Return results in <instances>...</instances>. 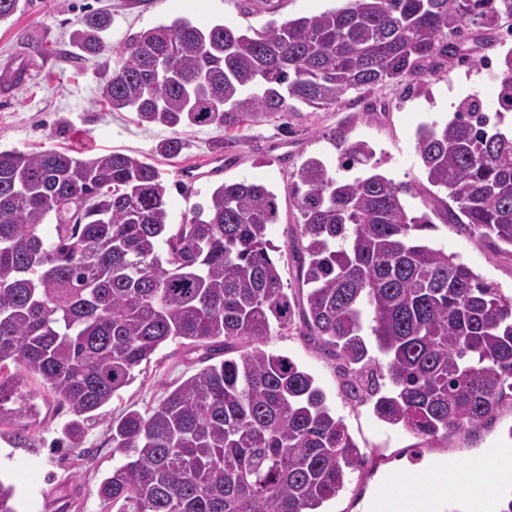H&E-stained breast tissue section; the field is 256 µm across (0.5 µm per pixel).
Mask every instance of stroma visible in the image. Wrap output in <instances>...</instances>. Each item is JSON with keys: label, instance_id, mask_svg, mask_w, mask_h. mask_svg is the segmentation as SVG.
<instances>
[{"label": "stroma", "instance_id": "1", "mask_svg": "<svg viewBox=\"0 0 512 512\" xmlns=\"http://www.w3.org/2000/svg\"><path fill=\"white\" fill-rule=\"evenodd\" d=\"M273 2L275 13L247 15L242 0H21V12L0 25V148H56L73 155L90 149L149 157L169 187L168 207L176 224L190 215L194 204L204 201L216 183L215 178H206L192 183L189 192H180L175 184L181 171L223 155L224 180L261 182L278 195V218L269 238L278 249L285 286L298 287L293 246L299 213L287 191L291 172L312 157L338 168L340 139L363 140L372 146L382 172L394 180L415 183L416 195L409 205L413 211H422L429 185L415 152L416 131L425 122H446L452 103L467 95L477 96L484 110H492L497 79L482 62L497 52L487 46L484 32L478 31L465 46L471 59L468 65L451 69L435 61L429 63L428 73L410 76L405 82L348 93L330 108L305 107L255 125L235 138L213 126L193 128L186 133L188 150L173 159L155 153L158 142L169 137L168 128L141 125L134 112L113 111L100 102L98 58L74 61L68 57L69 34L90 12L111 15L106 39L116 48L128 36L178 16L202 24L232 22L259 28L272 19L313 16L341 5V0ZM432 221L434 230L422 232V239L457 254L475 273L497 284L505 297H512V254L491 253L477 236L446 223L443 216H433ZM263 347L291 357L315 377L367 455L365 472L352 474L346 489L324 504V512H359L354 503L357 493L368 489L402 454L463 457L479 448L495 447L512 428V410H506L476 430L427 443L403 427L378 419L371 404L348 399L336 361L300 330L273 334ZM195 359L178 341H169L148 368L113 397L108 407L111 416L156 406L169 388L197 371ZM19 389L26 413L0 414V478L14 486L19 512H117L98 496L101 480L121 460L112 450L107 421L88 423L80 447H57L58 429L67 419L65 409L32 376H22ZM19 430L33 436L34 447H14L12 437Z\"/></svg>", "mask_w": 512, "mask_h": 512}]
</instances>
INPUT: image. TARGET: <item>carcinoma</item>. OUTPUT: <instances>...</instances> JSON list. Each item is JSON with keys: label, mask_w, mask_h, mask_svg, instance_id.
<instances>
[{"label": "carcinoma", "mask_w": 512, "mask_h": 512, "mask_svg": "<svg viewBox=\"0 0 512 512\" xmlns=\"http://www.w3.org/2000/svg\"><path fill=\"white\" fill-rule=\"evenodd\" d=\"M512 20V0H346L340 8L244 31L176 17L113 49L102 14L70 45L102 58L100 97L171 130L237 132L352 91L401 82L441 58L469 62L472 27ZM496 103L512 110V48ZM475 96L445 123L420 126L416 152L436 191L412 212L414 185L378 170L364 141L343 144L351 180L321 159L288 182L299 211V291L284 286L269 228L278 195L223 182L171 227L157 167L112 152L0 150V403L31 374L85 425L178 340L201 352L196 373L142 413L110 421L115 466L99 497L121 512H319L366 462L315 378L260 344L290 330L340 361L346 396L427 441L512 407V298L442 248L421 242L430 214L512 248V136ZM0 481V512H17Z\"/></svg>", "instance_id": "cac0c4a2"}]
</instances>
